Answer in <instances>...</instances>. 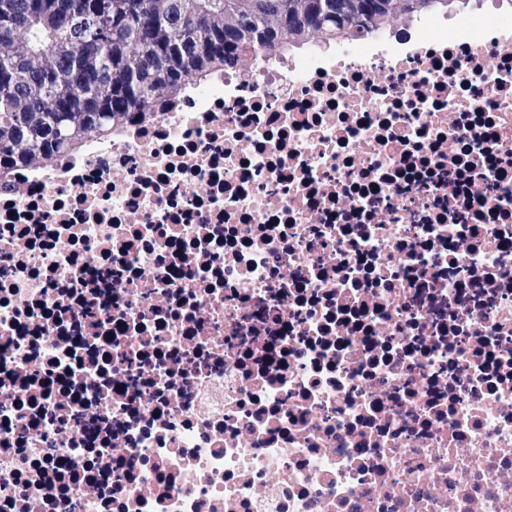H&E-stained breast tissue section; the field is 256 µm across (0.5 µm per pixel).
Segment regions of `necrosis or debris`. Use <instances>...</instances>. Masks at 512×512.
I'll return each instance as SVG.
<instances>
[{
	"instance_id": "4bbe7bcc",
	"label": "necrosis or debris",
	"mask_w": 512,
	"mask_h": 512,
	"mask_svg": "<svg viewBox=\"0 0 512 512\" xmlns=\"http://www.w3.org/2000/svg\"><path fill=\"white\" fill-rule=\"evenodd\" d=\"M430 26L0 172V512H512V14Z\"/></svg>"
}]
</instances>
